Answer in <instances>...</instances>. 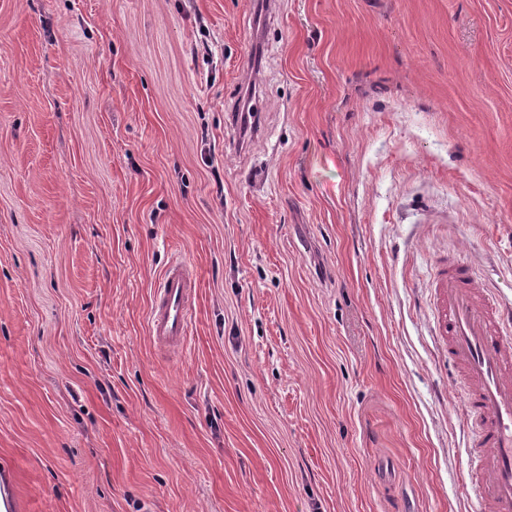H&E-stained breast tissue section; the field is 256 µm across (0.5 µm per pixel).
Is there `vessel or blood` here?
Returning a JSON list of instances; mask_svg holds the SVG:
<instances>
[{
  "label": "vessel or blood",
  "mask_w": 512,
  "mask_h": 512,
  "mask_svg": "<svg viewBox=\"0 0 512 512\" xmlns=\"http://www.w3.org/2000/svg\"><path fill=\"white\" fill-rule=\"evenodd\" d=\"M193 286L181 263L161 278L148 316L158 347H185ZM433 286L434 334L467 383L463 406L474 434L463 471L468 512H512V309L462 259L437 270Z\"/></svg>",
  "instance_id": "obj_1"
}]
</instances>
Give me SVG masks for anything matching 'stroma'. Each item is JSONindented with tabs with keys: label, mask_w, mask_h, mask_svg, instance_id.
<instances>
[{
	"label": "stroma",
	"mask_w": 512,
	"mask_h": 512,
	"mask_svg": "<svg viewBox=\"0 0 512 512\" xmlns=\"http://www.w3.org/2000/svg\"><path fill=\"white\" fill-rule=\"evenodd\" d=\"M452 257L512 303V0H0L7 512H467ZM192 288V273L182 263L171 266L161 278L148 316L150 333L159 348L186 346L193 319Z\"/></svg>",
	"instance_id": "1"
}]
</instances>
